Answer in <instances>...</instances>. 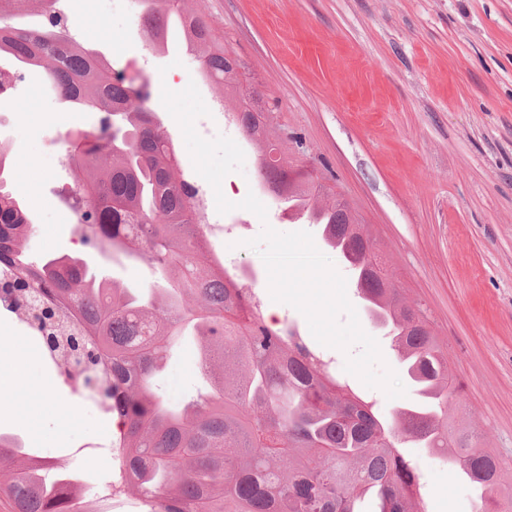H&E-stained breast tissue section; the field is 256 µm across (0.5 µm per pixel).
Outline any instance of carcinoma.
Returning a JSON list of instances; mask_svg holds the SVG:
<instances>
[{"label": "carcinoma", "mask_w": 512, "mask_h": 512, "mask_svg": "<svg viewBox=\"0 0 512 512\" xmlns=\"http://www.w3.org/2000/svg\"><path fill=\"white\" fill-rule=\"evenodd\" d=\"M59 0H0V54L44 72L48 92L104 114L72 135L69 171L79 185L74 235L82 250L34 256L25 208L7 189L0 145V307L26 326L71 395L91 397L116 423L112 471L103 491L130 490L150 512H424L421 476L397 443L448 454L478 492V512L512 505L500 459L473 428L448 425L455 391L448 354L428 322L406 304L391 273L375 270L363 226L325 185L299 180L288 155L257 124L253 102L236 117L258 148L260 173L278 198L318 224L327 245L352 266L370 317L381 322L427 406L403 408L392 425L332 375L296 328L267 319L250 288H226L196 194L180 178L171 136L156 120L143 83L112 79L93 38L62 33ZM45 17L36 29L14 19ZM145 36L166 43L178 29L213 83L237 81L235 61L186 0H141ZM147 267V288L109 280L90 258ZM195 336L207 393L168 406L158 375L186 334ZM22 442L0 433V498L14 512H103L72 473L47 478L53 463L21 459Z\"/></svg>", "instance_id": "cac0c4a2"}]
</instances>
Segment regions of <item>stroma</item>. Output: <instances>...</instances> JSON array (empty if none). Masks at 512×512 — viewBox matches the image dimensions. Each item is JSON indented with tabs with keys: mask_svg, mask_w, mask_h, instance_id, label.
Here are the masks:
<instances>
[{
	"mask_svg": "<svg viewBox=\"0 0 512 512\" xmlns=\"http://www.w3.org/2000/svg\"><path fill=\"white\" fill-rule=\"evenodd\" d=\"M224 38L240 64L233 92L275 110L270 137L294 164L313 170L345 201L386 256L408 304L421 308L448 348L459 384L448 416L481 430L512 469V0H188ZM72 37L97 34L95 49L113 74L147 81L151 106L171 135L185 179L196 178L162 88L195 83L211 112L245 154L243 172L222 182L224 196L248 193L266 219L246 210L212 213L210 239L228 271L245 269L263 309L274 303L259 253L245 247L263 225L288 233L319 225L285 214L260 189L256 150L224 91L204 78L179 44L155 54L139 21H101L99 0H61ZM0 98V141L13 148L8 173L33 227L39 254L78 251L66 166L68 135L96 125L92 112L58 102L42 72L19 69ZM194 339L178 348L159 383L176 404L201 387ZM59 407L36 395L0 402V433L27 454L76 469L98 491L112 468L106 419L88 400L57 387ZM426 479L425 512H476L477 494L446 456L406 444Z\"/></svg>",
	"mask_w": 512,
	"mask_h": 512,
	"instance_id": "stroma-1",
	"label": "stroma"
}]
</instances>
